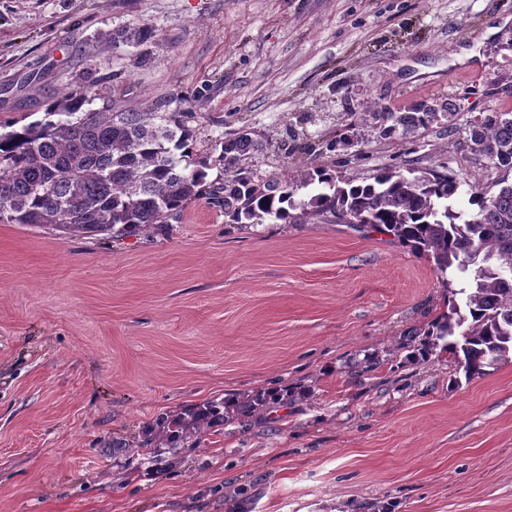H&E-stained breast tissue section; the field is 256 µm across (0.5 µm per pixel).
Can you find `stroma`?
<instances>
[{
    "instance_id": "obj_1",
    "label": "stroma",
    "mask_w": 512,
    "mask_h": 512,
    "mask_svg": "<svg viewBox=\"0 0 512 512\" xmlns=\"http://www.w3.org/2000/svg\"><path fill=\"white\" fill-rule=\"evenodd\" d=\"M83 86L188 113L200 154L247 128L265 179L346 113L448 104L415 142L363 126L328 161L489 187L465 127L512 105V0H0V123ZM447 298L359 224H228L198 198L130 236L0 224V512H512V358L467 382L414 356ZM213 400L200 447L136 467L159 417Z\"/></svg>"
}]
</instances>
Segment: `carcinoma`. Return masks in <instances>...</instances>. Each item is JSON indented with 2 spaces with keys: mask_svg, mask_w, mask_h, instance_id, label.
<instances>
[{
  "mask_svg": "<svg viewBox=\"0 0 512 512\" xmlns=\"http://www.w3.org/2000/svg\"><path fill=\"white\" fill-rule=\"evenodd\" d=\"M149 28L112 34V43L144 45ZM76 89L47 108L51 119L0 133V224L52 226L68 235L134 234L180 219L187 201L211 199L227 224H334L384 228L432 262L448 288L449 310L421 332L418 354H452L466 380L512 357V111L479 114L465 132L474 159L501 172L492 195L442 169H374L369 180L339 177L316 164L287 179H262L246 165L256 147L245 130L218 143L217 157L196 156L195 130L177 112L115 109L111 99ZM379 136L412 137L439 121V109L371 112ZM226 175L206 181L208 169ZM313 187L308 198L299 191ZM467 194L470 209L455 202ZM223 401L178 418L160 417L138 465L166 448L196 446L211 420H224Z\"/></svg>",
  "mask_w": 512,
  "mask_h": 512,
  "instance_id": "1",
  "label": "carcinoma"
}]
</instances>
